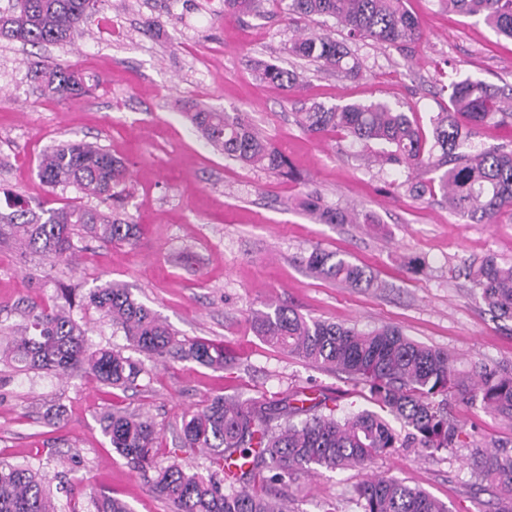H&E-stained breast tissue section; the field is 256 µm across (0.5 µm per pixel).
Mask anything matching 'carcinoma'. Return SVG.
Here are the masks:
<instances>
[{
    "label": "carcinoma",
    "instance_id": "1",
    "mask_svg": "<svg viewBox=\"0 0 512 512\" xmlns=\"http://www.w3.org/2000/svg\"><path fill=\"white\" fill-rule=\"evenodd\" d=\"M271 4L293 22L299 18H331L349 40H370L401 49L420 37L419 23L404 0H224V10L261 15ZM439 5L473 17L497 35L512 40V0H438ZM98 0H0V40L23 45L72 44L80 25L97 11ZM287 53L320 63L349 76L359 62L346 45L328 33L301 34ZM262 77L285 91L302 80L295 70L273 64ZM31 78L44 94L69 99L88 92L83 77L70 65L37 68ZM184 117L200 136L224 154L246 165L295 177L287 157L238 112L197 107ZM299 123L312 133L342 131L362 146L364 156L406 173L405 184L416 197L441 192L448 206L467 224L491 223L512 215V150L504 147L476 154L461 151L472 131L482 125L512 126V88L469 77L448 84V108L433 121L432 142L414 118L387 101L351 103L327 108L313 104L299 113ZM439 171L423 183L420 170ZM39 177L52 188L72 186L87 197L118 199L126 188L127 167L103 148L86 142H60L43 154ZM0 210V238L56 261H71L74 238L85 232L104 244L132 243L139 225L111 210L80 204L55 207L47 202L34 210L18 195L5 198ZM301 206L324 224H374L370 214L351 217L325 206L308 193ZM304 263L312 272L355 288L374 286L363 268L318 248ZM474 283L489 311L512 319V265L486 258L474 272ZM61 304L24 307L20 330L0 336V361L26 371L52 370L60 375L90 374L116 389L134 385L142 369L131 357L95 346L86 330L67 311L78 295L60 289ZM87 305L112 321L137 352L156 360L189 359L224 369L233 359L224 345L196 340L188 345L128 289L108 283L87 296ZM252 325L267 344L307 363L336 369L362 380L368 400L385 412L359 411L338 417L322 412L325 401L295 390L275 402L245 406L214 396L182 421L181 447L208 454V475L190 473L173 461H156L159 432L147 416L108 411L99 417L103 434L149 490L164 500L169 512H290L288 499L267 490L295 472L361 468L395 448L435 453L466 444L468 434L448 412V396L458 393L472 404L512 420V372L482 368L459 375L448 352L418 344L396 327L361 331L322 320L306 319L286 306L259 311ZM408 433L400 436L390 420ZM474 472L506 486L512 493V455L476 451ZM273 470L271 477L265 471ZM362 512H448L427 491L395 478L374 477L357 489ZM0 512H57L54 494L29 464L0 462ZM96 512H131L122 500L100 495Z\"/></svg>",
    "mask_w": 512,
    "mask_h": 512
}]
</instances>
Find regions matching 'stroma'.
<instances>
[{"mask_svg":"<svg viewBox=\"0 0 512 512\" xmlns=\"http://www.w3.org/2000/svg\"><path fill=\"white\" fill-rule=\"evenodd\" d=\"M420 38L406 48L361 42L347 78L290 56L297 30H334L320 17L298 24L279 11L225 12L223 0H100L74 43L32 48L0 41V192L29 203L77 202L74 188L53 190L38 177L47 148L62 141L99 144L122 159L129 180L124 211L140 226L134 244L81 239L73 262L0 245V327L15 328L27 301L48 302L61 288L88 295L114 282L129 288L178 339L223 343L231 368L192 360L143 359L137 388L107 387L89 376L21 371L0 363V461L39 467L59 512H95L90 489L127 502L132 512H168L112 448L97 422L113 407L145 411L161 435L158 461L206 473L201 451L180 447L186 412L215 395L241 402L309 388L337 415L368 408L362 381L305 363L265 344L251 311L286 305L305 318L360 330L395 326L410 339L447 351L459 370L512 369V320L491 314L466 275L492 256L512 265V218L466 224L441 197H412L405 173L366 169L360 147L342 132L312 134L296 121L311 103L341 106L385 100L413 111L424 133L448 101L440 88L471 77L512 87V41L437 0H407ZM302 71L292 91L260 81L255 61ZM75 67L93 89L68 100L41 94L31 67ZM240 112L288 158L296 179L224 158L184 119L188 106ZM323 204L372 213L380 224H321L296 204L308 192ZM364 266L375 288H353L313 274L312 248ZM471 446L430 458L399 448L367 469L298 473L271 484L292 512H361L356 488L381 475L425 489L449 512H512V495L481 482L474 448L512 454V421L451 402ZM80 466L61 467L67 457Z\"/></svg>","mask_w":512,"mask_h":512,"instance_id":"stroma-1","label":"stroma"}]
</instances>
